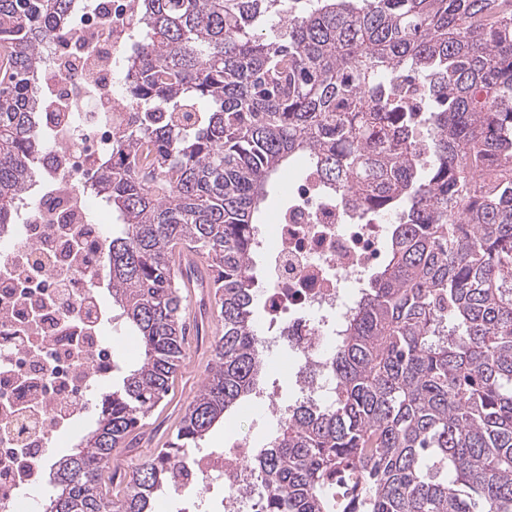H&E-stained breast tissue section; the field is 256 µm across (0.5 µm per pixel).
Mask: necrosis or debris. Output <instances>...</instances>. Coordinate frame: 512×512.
Wrapping results in <instances>:
<instances>
[{
  "label": "necrosis or debris",
  "mask_w": 512,
  "mask_h": 512,
  "mask_svg": "<svg viewBox=\"0 0 512 512\" xmlns=\"http://www.w3.org/2000/svg\"><path fill=\"white\" fill-rule=\"evenodd\" d=\"M136 8L135 0H85L39 46V89L65 117L43 122L51 188L0 230V512H29L27 492L41 478L36 453L71 427L113 368L102 322L85 317L89 290L79 271L84 258H97L104 229L93 218L96 198L77 180L111 155L135 110L117 90L116 73ZM386 231L344 210L312 178L290 182L288 207L260 244L270 264L259 343L264 357L286 365L298 397L262 395L257 408L280 420L295 404L334 394L329 365L354 300L366 293L367 272L382 260ZM258 455L245 438L220 453L199 451L196 478L205 490L222 486L224 512H267Z\"/></svg>",
  "instance_id": "1"
}]
</instances>
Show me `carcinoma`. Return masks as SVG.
<instances>
[{
  "label": "carcinoma",
  "mask_w": 512,
  "mask_h": 512,
  "mask_svg": "<svg viewBox=\"0 0 512 512\" xmlns=\"http://www.w3.org/2000/svg\"><path fill=\"white\" fill-rule=\"evenodd\" d=\"M76 0H0V227L41 179L37 45ZM131 127L87 178L120 222L99 272L141 355L53 464L44 512H152L186 449L265 370L254 215L298 158L347 209L393 212L333 362L258 459L271 512H512V0H139ZM272 18L273 35L260 32ZM209 260L224 334L164 453L103 481L168 396Z\"/></svg>",
  "instance_id": "carcinoma-1"
}]
</instances>
